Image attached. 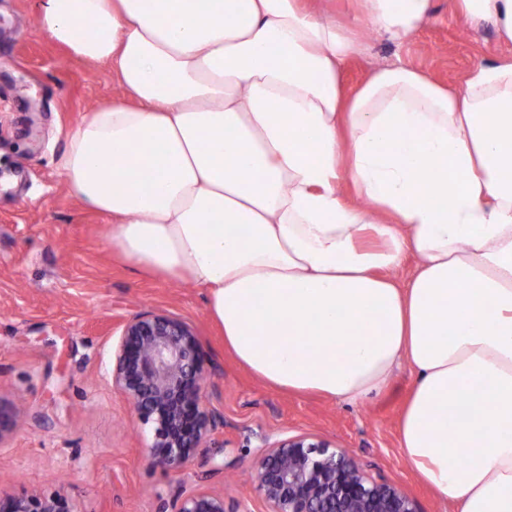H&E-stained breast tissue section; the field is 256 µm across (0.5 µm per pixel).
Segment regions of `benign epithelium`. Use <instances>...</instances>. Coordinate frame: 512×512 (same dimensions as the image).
Masks as SVG:
<instances>
[{
	"instance_id": "7a95c632",
	"label": "benign epithelium",
	"mask_w": 512,
	"mask_h": 512,
	"mask_svg": "<svg viewBox=\"0 0 512 512\" xmlns=\"http://www.w3.org/2000/svg\"><path fill=\"white\" fill-rule=\"evenodd\" d=\"M209 360L194 328L158 312L139 313L122 326L112 359V387L152 427L145 459L178 474L190 454L205 448L223 416L203 399ZM254 461L256 491L268 512H420L415 498L362 468L329 440L301 433L271 441ZM0 512H68L55 494H22ZM175 512H227L224 494L200 486Z\"/></svg>"
}]
</instances>
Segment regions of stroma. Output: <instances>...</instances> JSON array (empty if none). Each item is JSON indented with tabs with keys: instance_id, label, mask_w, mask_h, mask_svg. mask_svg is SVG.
<instances>
[{
	"instance_id": "35a3bbf8",
	"label": "stroma",
	"mask_w": 512,
	"mask_h": 512,
	"mask_svg": "<svg viewBox=\"0 0 512 512\" xmlns=\"http://www.w3.org/2000/svg\"><path fill=\"white\" fill-rule=\"evenodd\" d=\"M510 57L491 25H466L450 0H434L410 41L366 37L344 80L352 90L400 62L455 85L475 65ZM120 96L109 65L75 60L43 34L37 0H0V400L15 420L0 439V493H54L71 512H172L182 493L205 485L223 493L228 512L241 502L266 512L252 468L263 438L307 432L414 497L421 512H455L400 445L408 367L362 406L277 391L225 348L202 289L136 272L117 253L111 218L79 203L58 159L85 113ZM146 311L194 327L210 361L204 397L224 416L211 446L176 475L147 464L152 430L112 388L120 327Z\"/></svg>"
}]
</instances>
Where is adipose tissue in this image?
<instances>
[{
    "mask_svg": "<svg viewBox=\"0 0 512 512\" xmlns=\"http://www.w3.org/2000/svg\"><path fill=\"white\" fill-rule=\"evenodd\" d=\"M359 4L348 27L326 0H39L123 92L59 168L135 269L204 290L267 386L359 405L408 365L410 464L456 512H512V59L458 89L395 63L347 93L363 39L408 41L433 0ZM453 7L512 44V0Z\"/></svg>",
    "mask_w": 512,
    "mask_h": 512,
    "instance_id": "1",
    "label": "adipose tissue"
}]
</instances>
